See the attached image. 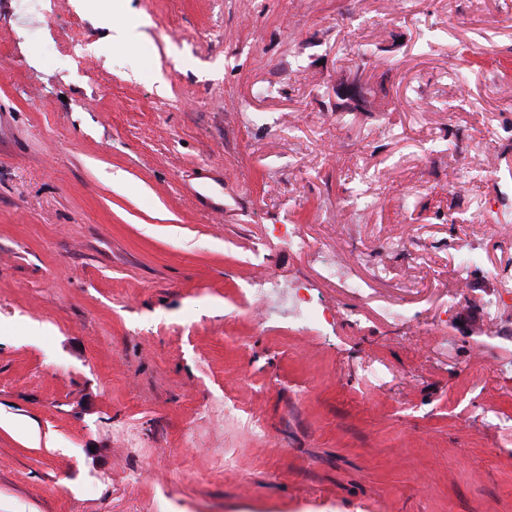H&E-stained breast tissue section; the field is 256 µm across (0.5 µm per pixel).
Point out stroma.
Here are the masks:
<instances>
[{"label":"stroma","mask_w":512,"mask_h":512,"mask_svg":"<svg viewBox=\"0 0 512 512\" xmlns=\"http://www.w3.org/2000/svg\"><path fill=\"white\" fill-rule=\"evenodd\" d=\"M23 2L0 0V512H512V307L483 309L512 259V0ZM343 72L369 111L337 109ZM297 286L340 318L305 323Z\"/></svg>","instance_id":"1"}]
</instances>
